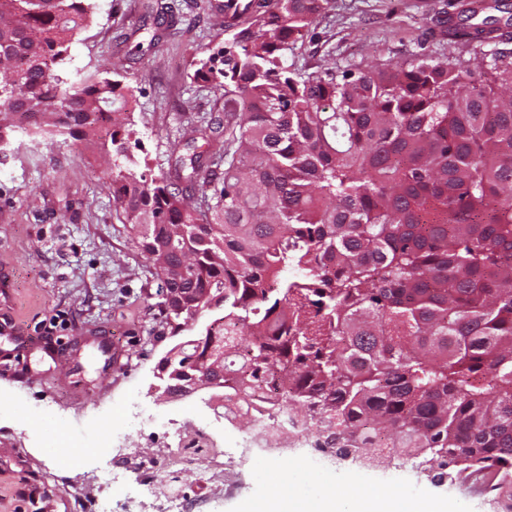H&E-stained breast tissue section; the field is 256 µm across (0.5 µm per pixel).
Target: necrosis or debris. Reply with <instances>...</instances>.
I'll list each match as a JSON object with an SVG mask.
<instances>
[{
	"label": "necrosis or debris",
	"mask_w": 512,
	"mask_h": 512,
	"mask_svg": "<svg viewBox=\"0 0 512 512\" xmlns=\"http://www.w3.org/2000/svg\"><path fill=\"white\" fill-rule=\"evenodd\" d=\"M243 424L252 436L273 450L280 451L292 436L318 435V422H301L293 418L280 392L267 387L255 389L250 395H210L202 398L200 410L182 412L164 420L143 402H129L120 427L88 433L81 441L88 454L105 448L123 455L132 435L154 428L167 439L162 458H142L139 462V493L159 500L158 512H182L183 492L179 483L181 472L190 466H203L210 484L223 486L225 493L237 488V469L249 456V447L238 453L225 452L223 444L209 434L210 428L224 422Z\"/></svg>",
	"instance_id": "obj_1"
}]
</instances>
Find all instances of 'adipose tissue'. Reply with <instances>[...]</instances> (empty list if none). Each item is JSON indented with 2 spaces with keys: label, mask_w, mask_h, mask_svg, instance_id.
Segmentation results:
<instances>
[{
  "label": "adipose tissue",
  "mask_w": 512,
  "mask_h": 512,
  "mask_svg": "<svg viewBox=\"0 0 512 512\" xmlns=\"http://www.w3.org/2000/svg\"><path fill=\"white\" fill-rule=\"evenodd\" d=\"M255 481L257 492L245 512H343V503L348 499L354 503V512H439L432 500L406 502L398 487L373 490L358 479L348 482L342 490L331 482L287 480L261 466L256 470Z\"/></svg>",
  "instance_id": "ef3b65f1"
}]
</instances>
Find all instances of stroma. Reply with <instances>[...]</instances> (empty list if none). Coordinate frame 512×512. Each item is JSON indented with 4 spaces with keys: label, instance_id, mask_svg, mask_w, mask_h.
<instances>
[{
    "label": "stroma",
    "instance_id": "stroma-1",
    "mask_svg": "<svg viewBox=\"0 0 512 512\" xmlns=\"http://www.w3.org/2000/svg\"><path fill=\"white\" fill-rule=\"evenodd\" d=\"M448 0H330L288 61L314 72L332 64L401 63L414 54L474 61L482 51L451 39L440 20ZM224 16L209 0H94L93 18L76 34L72 78L119 69L134 90L132 115L141 154L154 176H174L179 161L202 154L224 99L195 81L194 64L224 40ZM0 143V273L10 276L0 314L40 349L17 355L0 335V512H39L45 497L60 512H85L101 495L120 500L139 480L137 462L111 483L108 456L78 466L48 447L46 434L82 438L122 420L123 401L139 395L160 414L169 403L155 387L156 366L177 342L158 314L160 283L149 273L139 235L118 219L105 182L107 155L66 132L21 133L22 117ZM312 439L291 440L287 456L254 449L239 470L234 494L205 487L202 469L184 476L188 512H238L254 496L253 471L276 465L284 474L337 484L361 478L370 488L399 486L403 496L447 497L453 512H498L493 495L434 481L413 462L374 466L335 456L314 461Z\"/></svg>",
    "mask_w": 512,
    "mask_h": 512
}]
</instances>
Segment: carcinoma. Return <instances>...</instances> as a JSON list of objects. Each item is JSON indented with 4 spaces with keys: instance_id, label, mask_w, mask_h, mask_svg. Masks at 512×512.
<instances>
[{
    "instance_id": "obj_1",
    "label": "carcinoma",
    "mask_w": 512,
    "mask_h": 512,
    "mask_svg": "<svg viewBox=\"0 0 512 512\" xmlns=\"http://www.w3.org/2000/svg\"><path fill=\"white\" fill-rule=\"evenodd\" d=\"M329 0H257L224 23V46L194 79L224 91L229 142L205 213L177 184L127 160L137 135L123 81L63 72L91 0H0V142L28 103L51 126L112 146L109 190L154 275L192 263L191 306L160 311L178 333L205 311L218 324L180 343L181 361L224 348L213 392L261 385L320 419L339 456L421 469L495 494L512 512V60L501 19L464 15L490 47L489 77L415 55L306 73L286 54ZM273 280L279 288H266Z\"/></svg>"
}]
</instances>
